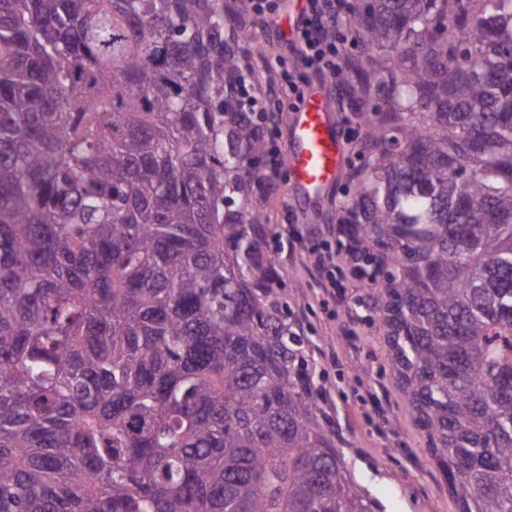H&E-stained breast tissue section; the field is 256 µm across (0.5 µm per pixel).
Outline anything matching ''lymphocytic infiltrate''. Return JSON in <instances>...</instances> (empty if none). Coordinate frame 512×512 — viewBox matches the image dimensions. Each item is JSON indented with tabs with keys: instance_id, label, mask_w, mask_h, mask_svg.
Instances as JSON below:
<instances>
[{
	"instance_id": "obj_1",
	"label": "lymphocytic infiltrate",
	"mask_w": 512,
	"mask_h": 512,
	"mask_svg": "<svg viewBox=\"0 0 512 512\" xmlns=\"http://www.w3.org/2000/svg\"><path fill=\"white\" fill-rule=\"evenodd\" d=\"M349 0H306L305 17L284 50L294 55L297 69H272L264 54L245 56L244 65L229 81V99L238 111L265 117L271 144L259 162L263 183L274 188L283 175L284 151L275 142V122L269 119L268 89L277 86L282 98L301 100L311 77H339L348 61L346 43L351 29Z\"/></svg>"
}]
</instances>
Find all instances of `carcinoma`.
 <instances>
[{"mask_svg": "<svg viewBox=\"0 0 512 512\" xmlns=\"http://www.w3.org/2000/svg\"><path fill=\"white\" fill-rule=\"evenodd\" d=\"M336 240L458 512H512V0H354ZM224 0H0V512H380L224 101Z\"/></svg>", "mask_w": 512, "mask_h": 512, "instance_id": "cac0c4a2", "label": "carcinoma"}]
</instances>
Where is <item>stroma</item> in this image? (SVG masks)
Here are the masks:
<instances>
[{"mask_svg": "<svg viewBox=\"0 0 512 512\" xmlns=\"http://www.w3.org/2000/svg\"><path fill=\"white\" fill-rule=\"evenodd\" d=\"M244 3L224 0L226 47L242 56L258 44L270 61H277L280 31L274 24L252 20L244 12ZM321 86L335 110L346 164L355 166L356 116L364 105L339 80L328 78ZM254 195L277 229L301 235L300 243L282 242L278 251L283 285L305 291V303L296 315L306 329L316 370L324 377L327 411L337 424L355 483L379 502L382 512H457L444 475L432 462L403 396L383 369L387 353L383 337L365 323L364 309L350 307L361 293L357 281L340 279L335 293H328L314 266L313 253H337L340 186L329 188L312 206L296 201L286 178L274 189L261 188Z\"/></svg>", "mask_w": 512, "mask_h": 512, "instance_id": "1", "label": "stroma"}]
</instances>
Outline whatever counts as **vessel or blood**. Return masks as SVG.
I'll use <instances>...</instances> for the list:
<instances>
[{
	"label": "vessel or blood",
	"instance_id": "1",
	"mask_svg": "<svg viewBox=\"0 0 512 512\" xmlns=\"http://www.w3.org/2000/svg\"><path fill=\"white\" fill-rule=\"evenodd\" d=\"M345 163L339 126L321 88H311L290 118L285 167L299 199L320 200Z\"/></svg>",
	"mask_w": 512,
	"mask_h": 512
}]
</instances>
